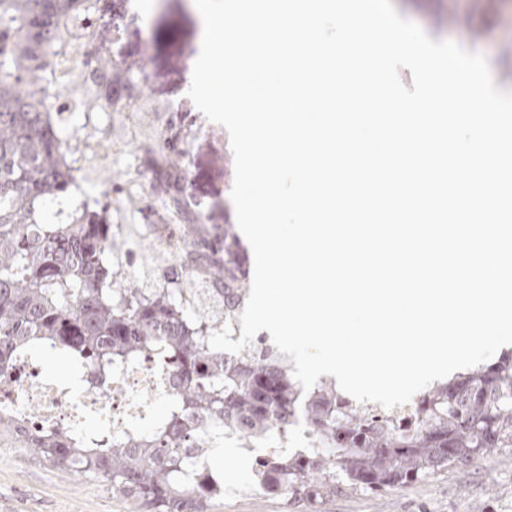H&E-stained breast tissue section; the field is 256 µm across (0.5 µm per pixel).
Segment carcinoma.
Wrapping results in <instances>:
<instances>
[{"instance_id": "1", "label": "carcinoma", "mask_w": 512, "mask_h": 512, "mask_svg": "<svg viewBox=\"0 0 512 512\" xmlns=\"http://www.w3.org/2000/svg\"><path fill=\"white\" fill-rule=\"evenodd\" d=\"M79 0H0V392L14 387L12 363L50 343L77 373L132 362L157 350L172 361L176 406L147 427L113 434L74 427L34 429L0 409V446L24 448L50 466L88 474L144 512H214L224 477L213 469L193 486L182 475L192 452L219 448L224 432L278 450L257 462L258 485L307 499L336 492V477L382 491L466 460L512 448V355L438 383L395 426L380 411L347 401L336 383L305 391L291 367L260 338L239 353L216 351L209 336L233 323L250 288L247 256L232 224L179 225L177 263L121 275L120 250L106 212L45 211L75 185L62 137L63 113L107 98L112 61L97 63L106 82L84 84L60 104L42 86L61 20ZM302 418L314 451L288 449Z\"/></svg>"}]
</instances>
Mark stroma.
<instances>
[{
    "mask_svg": "<svg viewBox=\"0 0 512 512\" xmlns=\"http://www.w3.org/2000/svg\"><path fill=\"white\" fill-rule=\"evenodd\" d=\"M396 6L402 17L426 30L452 20L441 34L445 40H456L461 29L478 31L480 38L468 51L482 55L495 83L512 92V0H493L483 13L476 0H396ZM93 18L105 31L96 51L114 64L117 106L109 132L124 143L125 152L113 159L108 183L90 171L88 162L78 164V189L61 207H110L127 240L135 239L142 225L165 223L174 206L182 208L187 224L195 223L200 211L209 223H235L229 135L187 96L203 33L194 0H154L144 14L134 11L130 0H111L110 6H98ZM145 104L156 109L155 130L129 136L125 116ZM173 169L185 174L175 193L165 182ZM61 207L50 205L47 217ZM223 475L224 505L217 512H512V448L379 492L353 490L340 479L334 495L313 505L255 490L253 467L228 468ZM0 512L140 510L114 498L103 481L53 470L22 449L0 447Z\"/></svg>",
    "mask_w": 512,
    "mask_h": 512,
    "instance_id": "stroma-1",
    "label": "stroma"
}]
</instances>
